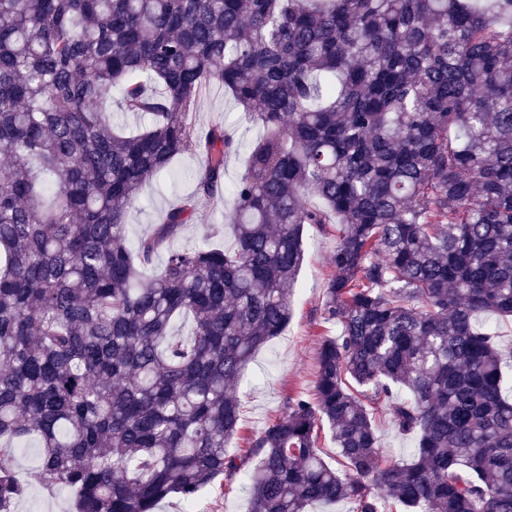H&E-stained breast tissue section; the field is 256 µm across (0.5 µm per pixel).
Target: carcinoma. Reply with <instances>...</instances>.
Here are the masks:
<instances>
[{
  "mask_svg": "<svg viewBox=\"0 0 512 512\" xmlns=\"http://www.w3.org/2000/svg\"><path fill=\"white\" fill-rule=\"evenodd\" d=\"M212 83L263 133L231 186L234 245L174 250L239 146L196 126ZM114 95L142 131L106 120ZM185 153L194 194L130 241L141 185ZM307 224L336 233L339 334L312 392L230 454ZM491 316L512 319V0H0V512L26 491L7 447L29 440L33 481L75 512L191 504L220 477L249 512H512ZM381 400L409 461L386 459Z\"/></svg>",
  "mask_w": 512,
  "mask_h": 512,
  "instance_id": "cac0c4a2",
  "label": "carcinoma"
}]
</instances>
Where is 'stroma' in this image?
I'll use <instances>...</instances> for the list:
<instances>
[{"label": "stroma", "mask_w": 512, "mask_h": 512, "mask_svg": "<svg viewBox=\"0 0 512 512\" xmlns=\"http://www.w3.org/2000/svg\"><path fill=\"white\" fill-rule=\"evenodd\" d=\"M196 122L200 126L225 123L236 127L241 146L256 139L261 129L248 120L233 104L223 87L213 84L203 91L196 104ZM200 156L184 154L174 158L166 174L143 184L140 197L127 212L130 238L141 236L178 198L195 190L193 171ZM233 208L230 194L223 193L198 203V219L186 225L181 235L171 241L174 249L192 246L210 225H223L219 245L231 246L234 238L226 223ZM305 262L298 274L294 294V315L281 336L264 344L242 373L236 396L242 404L237 437L227 443L235 452L243 437L261 431L275 416L284 412L290 396L311 391L315 376V352L318 343L335 336L337 328L321 323L320 306L330 272V258L336 248L335 236L309 225L304 229ZM249 495L244 487L226 491L223 481L204 489L195 503V512H247Z\"/></svg>", "instance_id": "1"}]
</instances>
